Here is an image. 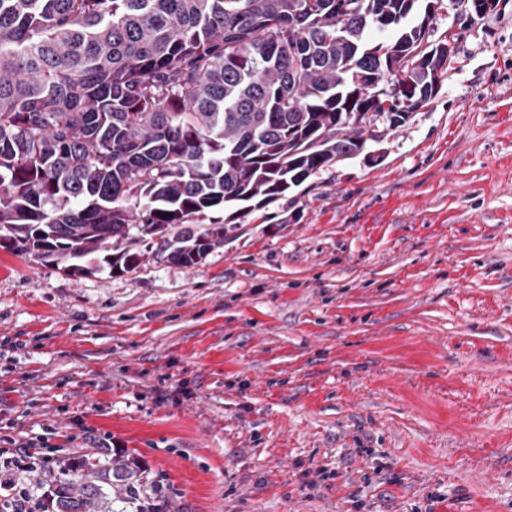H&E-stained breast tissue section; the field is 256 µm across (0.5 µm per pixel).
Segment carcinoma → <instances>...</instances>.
<instances>
[{"label":"carcinoma","mask_w":512,"mask_h":512,"mask_svg":"<svg viewBox=\"0 0 512 512\" xmlns=\"http://www.w3.org/2000/svg\"><path fill=\"white\" fill-rule=\"evenodd\" d=\"M421 2L0 0V242L74 276L128 272L140 253L109 248L137 224L194 267L224 241L192 228L208 213L283 196L362 153L364 124L426 106L456 50L429 41ZM82 467L53 512H163L135 462Z\"/></svg>","instance_id":"carcinoma-1"}]
</instances>
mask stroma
Returning a JSON list of instances; mask_svg holds the SVG:
<instances>
[{"instance_id":"obj_1","label":"stroma","mask_w":512,"mask_h":512,"mask_svg":"<svg viewBox=\"0 0 512 512\" xmlns=\"http://www.w3.org/2000/svg\"><path fill=\"white\" fill-rule=\"evenodd\" d=\"M430 102L186 268L0 246V448L134 458L165 512H512V0Z\"/></svg>"}]
</instances>
